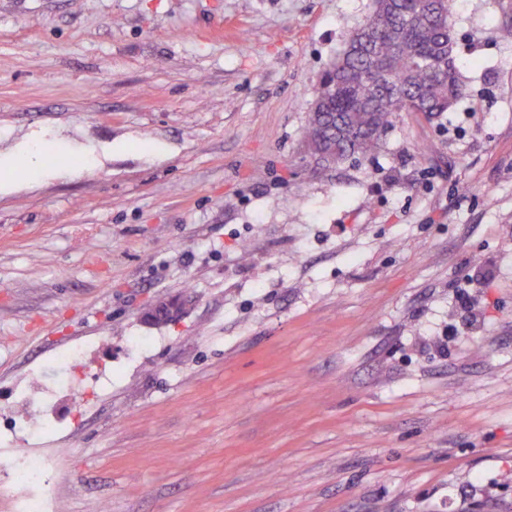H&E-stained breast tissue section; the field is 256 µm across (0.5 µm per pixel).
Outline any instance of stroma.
Listing matches in <instances>:
<instances>
[{
  "instance_id": "35a3bbf8",
  "label": "stroma",
  "mask_w": 512,
  "mask_h": 512,
  "mask_svg": "<svg viewBox=\"0 0 512 512\" xmlns=\"http://www.w3.org/2000/svg\"><path fill=\"white\" fill-rule=\"evenodd\" d=\"M371 3L0 0V512L33 457L56 512H512V0H461L453 111L319 168ZM184 306L185 300L182 296L159 299L145 314V320L153 323L171 322L181 316Z\"/></svg>"
}]
</instances>
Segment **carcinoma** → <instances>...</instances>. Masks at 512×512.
<instances>
[{
  "mask_svg": "<svg viewBox=\"0 0 512 512\" xmlns=\"http://www.w3.org/2000/svg\"><path fill=\"white\" fill-rule=\"evenodd\" d=\"M459 0H372L323 77L304 133L309 157L334 165L377 153L401 112L432 121L466 94L454 54Z\"/></svg>",
  "mask_w": 512,
  "mask_h": 512,
  "instance_id": "cac0c4a2",
  "label": "carcinoma"
}]
</instances>
